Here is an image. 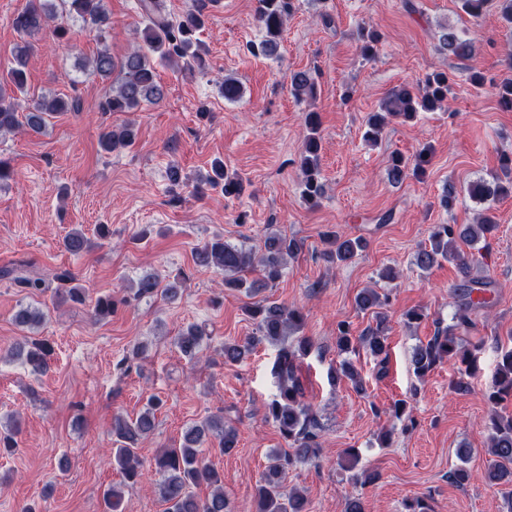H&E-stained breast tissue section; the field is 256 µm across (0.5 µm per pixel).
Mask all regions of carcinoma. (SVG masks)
<instances>
[{"label":"carcinoma","instance_id":"cac0c4a2","mask_svg":"<svg viewBox=\"0 0 512 512\" xmlns=\"http://www.w3.org/2000/svg\"><path fill=\"white\" fill-rule=\"evenodd\" d=\"M462 9L472 17H479L492 6L500 10L501 19L512 26V0H461ZM68 8L72 18H79L97 31H103L109 17L104 0H30L28 6L13 19L14 29L21 35L31 36L45 29L54 19L55 4ZM145 25L141 29L142 44L132 49L120 59L112 57L103 49L89 61L91 75L101 80H109L114 73L121 75L120 82L112 86V94L100 104L103 112H131L144 103H158L165 97L163 85L157 80L150 57L157 55L162 60L183 62L187 66L205 72L208 61L197 39V33L204 27L206 19L203 9L191 11L178 20L172 19L165 10L164 0H140ZM292 10V0H258L257 22L265 32V38L251 46L255 54L265 57L277 55L285 21ZM439 49L459 59L471 57V44L454 28H445L438 38ZM28 43L16 47L15 64L7 71L0 82V136L11 133L25 125L39 133L45 128L46 118L65 109L60 98L44 97L22 100L18 95L27 92V75L24 61ZM290 88L295 97L311 94L315 82L307 70L293 71L289 75ZM450 77L445 72H432L426 75L421 87L414 91L407 85L392 90L381 105V111L370 113L366 121L365 138L378 142L386 118L396 117L412 121L420 112H435L443 108L448 100ZM499 104L512 110V78L495 84ZM308 129L301 153L303 174V198L313 207L325 194L320 180L319 153L321 137L318 114L308 112L305 116ZM135 134L132 128L122 126L102 133L100 145L106 152L125 147L132 143ZM429 162L428 154L421 150L413 158L406 159L395 153L391 156L386 170L387 180L398 185L409 174L424 170ZM501 167L503 175L491 179H480L470 185L471 197L481 204L474 224H437L429 236V245L421 247L415 254V264L421 270H429L443 261L458 266L465 277L462 284V302L454 315L455 324L439 331L427 343L417 345L412 354L411 364L417 377L423 378L439 362L457 361L471 368L475 365L482 343L471 346L463 343L456 334L458 329L471 325L470 312L473 307L484 303V299L472 298L474 292L482 293L490 287L487 279L469 277L471 264L479 262L475 254L464 252L461 245L474 246L487 242L498 224L494 203L512 195V158L505 156ZM203 182L224 191L227 198L239 197L244 191L243 179L224 169V162L217 160L211 165V173ZM324 241L329 245L328 257L343 265L352 261L365 248L362 238H349L338 232H327ZM65 251L79 255L88 248V239L79 229L67 234L63 241ZM295 240L281 234L269 235L261 248L255 251L244 246L229 244L222 238H214L195 248L193 259L196 265L224 275V287L234 288L248 296H256L270 284L279 280L289 257L296 254ZM257 271L259 278L247 279L245 273ZM158 293L167 298L176 296V288L161 286L158 277L147 275L137 284L136 295L153 296ZM383 300L374 289H365L357 297V305L362 310H375V326L359 336L351 333L350 325L338 324L336 341L340 351L347 353L363 348L373 356L386 360L387 317L377 311ZM115 302L112 296L104 295L96 299L92 308L94 320L100 322L112 316ZM255 321L256 335L244 343L224 344V362L236 363L245 353L263 342L280 346L276 374L279 377L278 394L267 405V417L271 418L280 435L290 444L291 451H276L268 456L265 472L255 493V512H309L307 498L298 490H286L284 480L288 468L293 463L315 458L319 454V433L322 426L311 407L304 402V388L297 375L296 358L306 355L311 343L306 337L296 339V346L288 347V338L299 330L304 322L302 309L296 305H284L275 301L263 300L245 309ZM15 322L25 328L39 326L44 321L42 312L35 308H22L14 316ZM206 335L197 325H189L176 338L180 351L195 357L204 347ZM500 358L495 375L486 391L491 406L486 424L488 432L487 453L491 456L485 472L488 483L499 486L512 483V415L504 416L498 407L512 399V347L498 343ZM16 353L25 355L26 363L35 373L48 367L53 349L46 341H24L16 347ZM161 400L155 396L148 399L145 409L136 417L122 414L112 417L113 462L119 469L123 485H134L143 477L141 461L136 453L139 441L155 427L156 412ZM211 436L218 438L220 449L228 453L237 447V431L224 425L221 417H208L189 427L182 442L175 448L163 449L154 459V469L162 475L157 484L160 498L168 504L167 512H228L224 497V477L207 463L201 455L200 447ZM209 489L202 497L196 489ZM122 491L115 485L104 491L103 501L106 512H118Z\"/></svg>","mask_w":512,"mask_h":512}]
</instances>
